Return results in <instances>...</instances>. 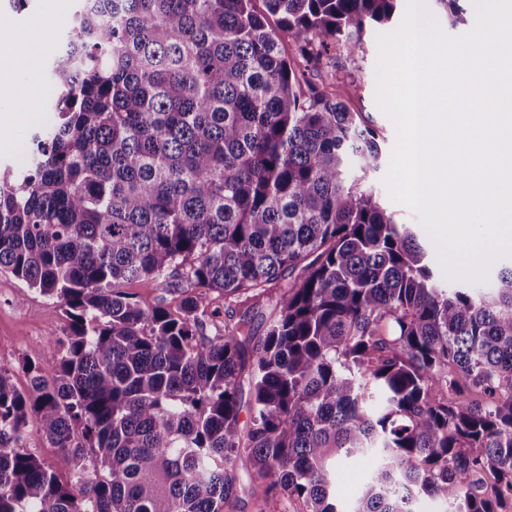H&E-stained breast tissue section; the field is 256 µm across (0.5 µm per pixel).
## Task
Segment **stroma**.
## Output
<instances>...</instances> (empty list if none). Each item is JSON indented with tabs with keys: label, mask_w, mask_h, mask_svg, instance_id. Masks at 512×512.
<instances>
[{
	"label": "stroma",
	"mask_w": 512,
	"mask_h": 512,
	"mask_svg": "<svg viewBox=\"0 0 512 512\" xmlns=\"http://www.w3.org/2000/svg\"><path fill=\"white\" fill-rule=\"evenodd\" d=\"M0 9L10 12L13 26L39 31L44 47L38 59V70L46 72L68 32L66 19L46 20V0H27L26 5L18 10L13 9L11 0H0ZM393 29L390 23L369 26L354 51L330 52L327 61L329 74L318 77L316 83L323 87L329 80H336L350 110L362 113L381 132V164L376 171L367 174L361 185L372 192L384 208L394 213L398 223L412 225L419 242L430 250L434 244L417 216L395 202L383 182L396 143V130L375 100L376 36L381 31ZM25 106L33 110L34 117L29 123L12 127L5 146L0 147L1 168H15L23 163L28 149V134L46 126L50 119L49 113L39 111L37 101H26ZM65 332V321L52 312L46 297L27 288L11 273L0 271V369L8 372L11 383L18 390L25 392L29 389L28 375L22 367L24 358L34 357L43 370H52L60 357Z\"/></svg>",
	"instance_id": "stroma-1"
}]
</instances>
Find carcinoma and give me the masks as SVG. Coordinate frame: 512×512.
I'll use <instances>...</instances> for the list:
<instances>
[{"label":"carcinoma","instance_id":"cac0c4a2","mask_svg":"<svg viewBox=\"0 0 512 512\" xmlns=\"http://www.w3.org/2000/svg\"><path fill=\"white\" fill-rule=\"evenodd\" d=\"M398 2L78 0L54 122L0 171V270L67 321L28 392L0 370V512H233L242 493L341 512L336 466L361 457L348 512H512V266L486 293L439 287L410 225L349 177L378 168V129L309 79ZM148 279L176 309L125 290ZM210 291L238 312L212 335ZM27 446L45 464H53L58 455V449L52 448L37 430L34 419H30L27 432Z\"/></svg>","mask_w":512,"mask_h":512}]
</instances>
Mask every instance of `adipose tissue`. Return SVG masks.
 I'll return each mask as SVG.
<instances>
[{"label": "adipose tissue", "mask_w": 512, "mask_h": 512, "mask_svg": "<svg viewBox=\"0 0 512 512\" xmlns=\"http://www.w3.org/2000/svg\"><path fill=\"white\" fill-rule=\"evenodd\" d=\"M38 42L28 30L0 25V104L34 97L39 88Z\"/></svg>", "instance_id": "1"}]
</instances>
